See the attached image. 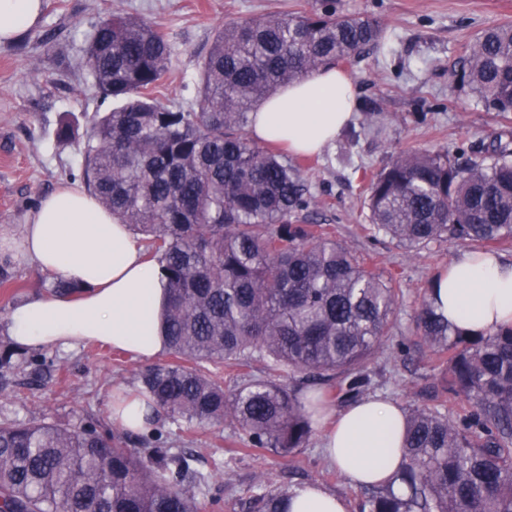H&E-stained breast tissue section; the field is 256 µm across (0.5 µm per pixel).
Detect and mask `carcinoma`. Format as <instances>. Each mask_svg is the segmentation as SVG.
Masks as SVG:
<instances>
[{
	"instance_id": "carcinoma-1",
	"label": "carcinoma",
	"mask_w": 512,
	"mask_h": 512,
	"mask_svg": "<svg viewBox=\"0 0 512 512\" xmlns=\"http://www.w3.org/2000/svg\"><path fill=\"white\" fill-rule=\"evenodd\" d=\"M381 25L326 6L224 26L200 65L196 106L157 100L171 60L162 29L120 15L88 36L86 67L104 97L82 145L83 181L140 236L165 279L166 354L139 374L140 392L177 424L230 421L248 445L288 457L312 434L295 393L266 375L226 391L209 364L299 373L346 400L370 385L367 365L389 338L397 278L359 264L316 224L300 168L247 137L255 105L282 85L378 46ZM462 79L491 112H512V25L468 47ZM377 230L419 249L442 240L512 241V148L498 142L462 165L446 150L402 152L368 177ZM439 357L438 389L464 398L458 422L437 409L406 415L393 486H366L360 512H512V324L465 333L424 297L416 316ZM93 424L0 422V512H202L207 476L153 430L129 447ZM287 490L258 497L288 512Z\"/></svg>"
}]
</instances>
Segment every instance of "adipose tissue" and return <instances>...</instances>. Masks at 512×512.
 <instances>
[{"label": "adipose tissue", "mask_w": 512, "mask_h": 512, "mask_svg": "<svg viewBox=\"0 0 512 512\" xmlns=\"http://www.w3.org/2000/svg\"><path fill=\"white\" fill-rule=\"evenodd\" d=\"M43 12V0H0V40L17 39ZM355 83L337 67L260 100L248 132L298 154H316L352 122ZM22 252L42 272L78 286L77 296L34 297L15 304L7 333L17 345L71 347L97 342L148 360L160 355L167 295L158 266L128 225L93 195L66 185L44 196L20 237L0 234V256ZM437 311L474 333L512 323V260L482 251L454 259L433 281ZM326 458L352 483L392 482L404 462V411L391 400L368 397L335 413L310 410ZM288 512H348L345 500L316 485L297 489Z\"/></svg>", "instance_id": "obj_1"}]
</instances>
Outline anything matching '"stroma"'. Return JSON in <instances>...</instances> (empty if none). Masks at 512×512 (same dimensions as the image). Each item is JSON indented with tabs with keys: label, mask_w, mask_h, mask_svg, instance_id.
I'll use <instances>...</instances> for the list:
<instances>
[{
	"label": "stroma",
	"mask_w": 512,
	"mask_h": 512,
	"mask_svg": "<svg viewBox=\"0 0 512 512\" xmlns=\"http://www.w3.org/2000/svg\"><path fill=\"white\" fill-rule=\"evenodd\" d=\"M40 23L15 41L0 44V232L20 235L41 197L80 183V147L94 116L110 100L85 69L88 35L109 14L159 25L172 47L171 63L157 98L192 107L199 62L224 24L257 16L319 7V0H44ZM340 15L375 19L383 41L349 65L356 86L354 122L319 155H289L298 163L310 205L301 222L319 224L361 265L394 275L403 297L389 340L368 365L369 394L403 408L437 407L451 419L462 403L436 399L438 371L416 335L415 317L434 276L457 256L474 250L468 241L440 240L407 249L375 233L364 206L365 177L398 153L447 149L454 157L512 140V112H489L460 78L468 44L481 31L512 24V0H334ZM70 124L74 136L60 135ZM0 351L11 344L6 329L13 304L52 293V277L22 259L1 260ZM148 363L105 344L14 350L0 367V420L37 418L62 427L89 420L111 428L116 387L136 388ZM166 447L195 455L209 477L216 504L204 512H254V495L316 483L345 498L359 512L361 490L323 457L317 436L283 458L249 447L229 424L203 429L160 419Z\"/></svg>",
	"instance_id": "stroma-1"
}]
</instances>
